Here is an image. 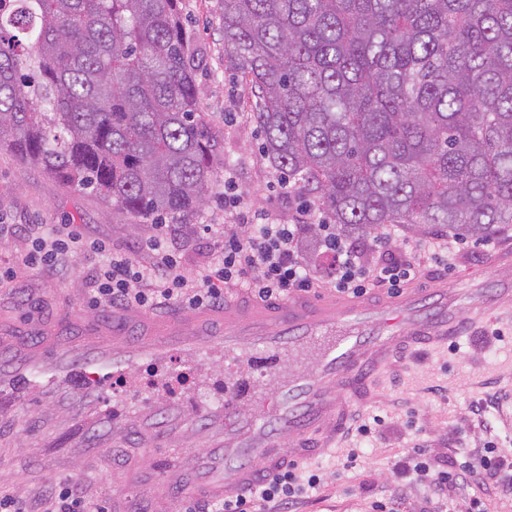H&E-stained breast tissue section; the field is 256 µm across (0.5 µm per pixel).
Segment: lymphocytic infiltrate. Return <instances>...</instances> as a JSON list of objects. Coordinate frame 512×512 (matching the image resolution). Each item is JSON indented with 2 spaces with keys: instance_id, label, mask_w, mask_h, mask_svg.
I'll return each mask as SVG.
<instances>
[{
  "instance_id": "obj_1",
  "label": "lymphocytic infiltrate",
  "mask_w": 512,
  "mask_h": 512,
  "mask_svg": "<svg viewBox=\"0 0 512 512\" xmlns=\"http://www.w3.org/2000/svg\"><path fill=\"white\" fill-rule=\"evenodd\" d=\"M300 227L296 224L259 222L239 231L237 225L224 227V243L200 277L188 276L164 232L140 243L138 256L116 253L97 246L102 264L90 294L91 307L102 305L151 309L167 301L190 308H212L223 304L224 288L247 285L264 300L285 298L318 287L315 271L299 248ZM320 246L332 258L329 285L337 294L359 296L371 286L382 284L397 290L416 276V246L392 249L388 235H377L372 251L382 259L370 262L346 240L337 238L332 225L321 227ZM85 242L73 225H51L46 236L22 258L23 267L53 272L85 251ZM408 469L414 484L423 486L436 499V512H452L453 496L469 491L468 512H485L489 489L507 486L512 491V450L488 443L486 448L452 461L447 467L434 466L424 449H416ZM324 485L321 473L291 464L265 476L246 493L211 501L206 512H293L309 493Z\"/></svg>"
}]
</instances>
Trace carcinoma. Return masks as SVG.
<instances>
[{"mask_svg": "<svg viewBox=\"0 0 512 512\" xmlns=\"http://www.w3.org/2000/svg\"><path fill=\"white\" fill-rule=\"evenodd\" d=\"M181 0H0V148L139 222L218 161ZM263 153L347 240L512 230V0H217ZM304 254L319 257L320 226Z\"/></svg>", "mask_w": 512, "mask_h": 512, "instance_id": "cac0c4a2", "label": "carcinoma"}]
</instances>
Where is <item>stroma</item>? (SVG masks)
Listing matches in <instances>:
<instances>
[{
	"mask_svg": "<svg viewBox=\"0 0 512 512\" xmlns=\"http://www.w3.org/2000/svg\"><path fill=\"white\" fill-rule=\"evenodd\" d=\"M187 27L195 36L199 59L195 67L200 107L212 119L221 142L224 166L214 175L198 214L186 224L167 230L169 244L187 273H203L219 241L206 234L205 224H236L241 216L262 214L278 224L327 221L317 204V193L289 181L272 167L261 150L262 134L252 114L255 99L250 86L224 65V39L215 0H182ZM238 198L237 212L224 209V193ZM0 224H14L18 233L0 238V265L12 262L32 245L34 224L77 225L85 241L101 242L115 252H134L138 242L155 234L152 223H136L126 212L65 185L38 167L25 164L7 149H0ZM512 250V235L493 237L491 245L474 240L461 244L448 265L427 261L417 288L451 282L459 288H511L512 273L495 271L494 256ZM100 259L89 253L55 273L26 272L0 289V334L36 336L55 329L77 337L88 323L104 331L121 318L122 308L89 309L87 303ZM84 312L83 320L68 322L71 311ZM512 330V312L484 318L470 325L454 348L421 347L394 354L370 390L354 397L352 418L343 435L323 452L310 456L308 467L322 469L327 483L305 499L298 512H367L371 501L393 494L401 476L396 466L412 448H424L439 461L463 459L489 440L512 448V341L492 336V329ZM496 396L486 418L470 407ZM380 415L384 424L373 441H360L356 428L362 411ZM55 421L41 417L29 404L0 425V489L14 492L37 506L44 494L66 483L80 496L110 506L122 491L129 464L148 450L145 436L134 437L108 461H90L78 470L72 454L45 452ZM361 446L364 456L344 469L349 448ZM152 450V449H149ZM154 456L176 459L178 448H157Z\"/></svg>",
	"mask_w": 512,
	"mask_h": 512,
	"instance_id": "stroma-1",
	"label": "stroma"
}]
</instances>
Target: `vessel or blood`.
<instances>
[{
    "instance_id": "1",
    "label": "vessel or blood",
    "mask_w": 512,
    "mask_h": 512,
    "mask_svg": "<svg viewBox=\"0 0 512 512\" xmlns=\"http://www.w3.org/2000/svg\"><path fill=\"white\" fill-rule=\"evenodd\" d=\"M512 309V290L442 287L402 292L380 301L338 302L291 298L272 305H224V331L210 334L182 313L146 312L121 319L111 335L89 330L75 343L54 333L29 345L13 339L0 353V416L17 403L53 393L50 409L83 396L81 423L65 427L63 445L93 444L97 455L136 430L158 448H185L179 462L142 459L145 479L133 494L115 499L118 512H178L187 473L205 499L233 496L264 473L328 448L349 421L352 395L368 387L396 348L436 347L456 339L466 317ZM187 373L191 385L171 394L137 389L122 394L119 381L144 363Z\"/></svg>"
}]
</instances>
